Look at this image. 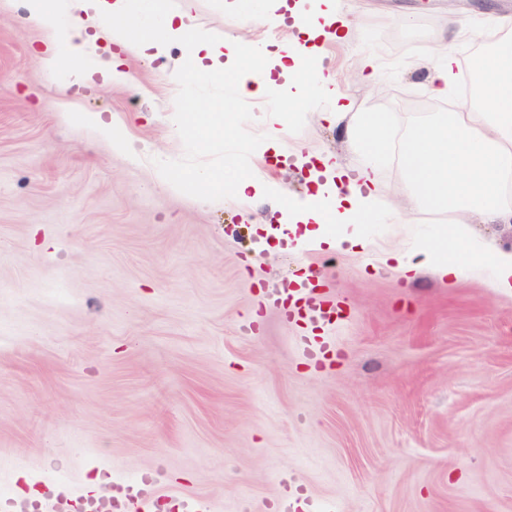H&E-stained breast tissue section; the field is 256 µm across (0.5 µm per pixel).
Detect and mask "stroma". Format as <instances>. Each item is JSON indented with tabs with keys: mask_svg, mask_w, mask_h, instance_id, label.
Wrapping results in <instances>:
<instances>
[{
	"mask_svg": "<svg viewBox=\"0 0 512 512\" xmlns=\"http://www.w3.org/2000/svg\"><path fill=\"white\" fill-rule=\"evenodd\" d=\"M271 2L248 15L229 0H161L268 59L246 128L269 133L284 109L283 150L251 155L266 191L244 205L185 195L154 165L185 153L183 45L156 58L102 49L121 78L80 81L74 56L44 67V33L0 0V497L157 474L164 495L206 497L214 512H271L291 479L315 510L512 512V293L487 268L408 280L390 260L445 229L485 256L512 252V223L458 225L419 202L397 148L439 118L426 74L449 19L474 34L511 18L512 0H337L351 21L338 42L302 30L320 0ZM283 47L305 49L314 86L283 75ZM368 56L369 79L357 71ZM339 95L348 113L325 120ZM361 112L391 119L373 158L348 135ZM311 154L375 164L373 223L337 229L363 251L292 233L278 197L316 194ZM305 272L343 303L323 366L262 297Z\"/></svg>",
	"mask_w": 512,
	"mask_h": 512,
	"instance_id": "1",
	"label": "stroma"
}]
</instances>
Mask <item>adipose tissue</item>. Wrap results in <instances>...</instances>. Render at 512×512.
Masks as SVG:
<instances>
[{
  "instance_id": "ef3b65f1",
  "label": "adipose tissue",
  "mask_w": 512,
  "mask_h": 512,
  "mask_svg": "<svg viewBox=\"0 0 512 512\" xmlns=\"http://www.w3.org/2000/svg\"><path fill=\"white\" fill-rule=\"evenodd\" d=\"M28 25L46 29L47 39L66 42L80 56L88 54L86 31L95 27L109 33L125 49L145 54H163L167 42L185 44L207 70H224V52L196 25L191 10L159 17L162 34L144 37L142 22L134 10V0H24ZM493 50L478 59L483 76L480 104L461 103L447 119L419 129L402 144L407 162L406 178L420 192L427 205L443 206L459 218L478 215L496 224L512 222V206L503 202L502 188L512 177V18L496 17L490 22ZM465 25L454 26L449 37L438 42L437 59L428 69V90L436 97H447L460 69L454 51L465 39ZM390 121L379 112L359 113L352 136L360 149L378 152L387 140ZM326 171L336 177L319 188L329 198L327 208L311 203L295 206L294 218L303 224L360 223L378 205V187L370 168L336 173L332 159H324ZM479 248L469 241L452 237L422 246L398 260L402 275L431 266L441 275L457 272L459 260L478 257Z\"/></svg>"
}]
</instances>
